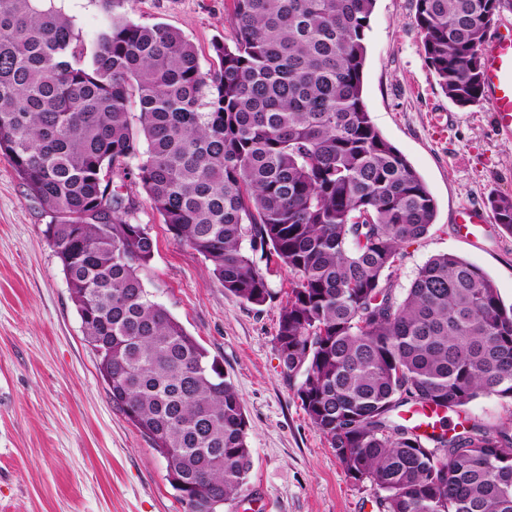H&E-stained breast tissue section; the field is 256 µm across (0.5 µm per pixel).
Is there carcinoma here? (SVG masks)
<instances>
[{"label": "carcinoma", "mask_w": 512, "mask_h": 512, "mask_svg": "<svg viewBox=\"0 0 512 512\" xmlns=\"http://www.w3.org/2000/svg\"><path fill=\"white\" fill-rule=\"evenodd\" d=\"M101 2L108 25L89 48L54 0H0V153L48 206L43 235L112 403L191 485L183 512H223L245 491L247 417L218 361L144 287L154 242L129 221L133 174L241 302L264 305V271L288 268L280 365L378 512H512V422L450 436L406 418L512 401V307L448 253L404 298L393 288L436 203L366 109L376 0H231L207 69L180 30ZM503 5L416 0L425 60L460 107L483 98L482 47ZM488 204L512 235V196ZM410 418L417 424L422 430L431 431L432 428L439 425L442 422L443 413L430 405L417 406L410 412Z\"/></svg>", "instance_id": "cac0c4a2"}]
</instances>
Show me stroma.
<instances>
[{
	"label": "stroma",
	"mask_w": 512,
	"mask_h": 512,
	"mask_svg": "<svg viewBox=\"0 0 512 512\" xmlns=\"http://www.w3.org/2000/svg\"><path fill=\"white\" fill-rule=\"evenodd\" d=\"M228 4L124 0L122 10L139 23L180 29L206 66L214 42L229 32ZM414 14L415 0H377L364 70L374 125L436 202L428 234L402 249L393 286L405 295L430 257L454 254L485 272L508 306L512 235L493 225L471 237L453 218L461 206L512 195V135L497 131L486 102L460 108L441 91ZM133 192L134 220L155 243L145 288L217 359L248 418V487L224 512H378L373 487L346 477L280 367L275 335L287 268L267 276L272 300L240 302L209 275L202 256L175 242L141 187ZM49 220L48 207L28 197L0 154V512H182L164 459L113 405L99 375L63 267L43 235ZM470 419L512 420V401L479 397L448 413V432Z\"/></svg>",
	"instance_id": "1"
}]
</instances>
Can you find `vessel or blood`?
Listing matches in <instances>:
<instances>
[{
    "label": "vessel or blood",
    "instance_id": "1",
    "mask_svg": "<svg viewBox=\"0 0 512 512\" xmlns=\"http://www.w3.org/2000/svg\"><path fill=\"white\" fill-rule=\"evenodd\" d=\"M483 85L492 120L499 132L512 134V23L498 26L482 49ZM455 222L461 227L481 229L490 225L487 210L479 206L460 208ZM411 419L429 431L442 422V412L430 405L412 409Z\"/></svg>",
    "mask_w": 512,
    "mask_h": 512
}]
</instances>
